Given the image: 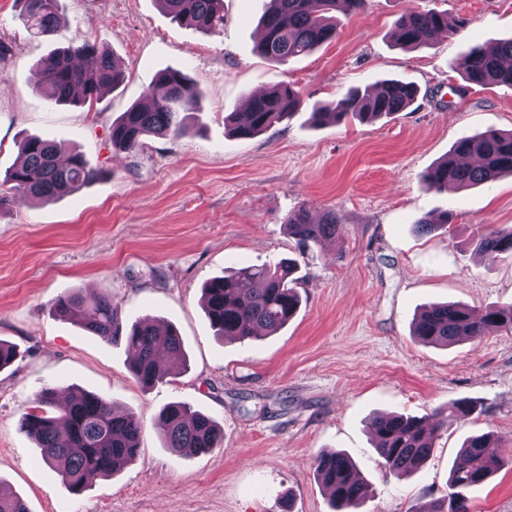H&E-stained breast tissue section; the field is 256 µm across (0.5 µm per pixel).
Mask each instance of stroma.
Returning a JSON list of instances; mask_svg holds the SVG:
<instances>
[{
	"mask_svg": "<svg viewBox=\"0 0 512 512\" xmlns=\"http://www.w3.org/2000/svg\"><path fill=\"white\" fill-rule=\"evenodd\" d=\"M59 3L62 23L36 36L17 0H0L9 49L0 60V177L27 135L83 153L99 175L47 204L15 196L0 215V340L19 352L0 370V485L30 512H332L314 466L327 450L347 453L368 481L360 512H408L444 498L463 441L491 430L505 465L470 492L472 510L512 512V333L448 347L411 334L429 303L479 314L512 302V259L483 258L471 244L485 225H512V177L457 193L421 184L461 138L512 130V89L466 83L456 69L470 46L512 37V0H366L363 12L339 16L335 41L284 63L254 51L265 0H224L217 33L178 25L158 0ZM431 7L466 27L419 49L397 45L399 15ZM79 35L107 48L124 81L90 107L48 101L38 64ZM166 68L203 93L194 133L114 151L113 120ZM385 79L416 85L415 103L372 123L312 122L314 108ZM284 83L303 101L289 121L248 139L225 132V116L247 95ZM302 205L316 220L336 212L335 241L299 251L286 219ZM443 214L448 231H415L418 219ZM288 257L302 276L288 325L256 341L217 339L205 282ZM72 291L110 295L127 321L176 328L187 369L142 389L123 346L52 312ZM46 384L135 412L138 457L71 494L19 430ZM460 399L475 412L437 433L422 469L401 480L385 469L367 432L372 416L425 417ZM175 401L212 416L222 448L172 455L158 414Z\"/></svg>",
	"mask_w": 512,
	"mask_h": 512,
	"instance_id": "35a3bbf8",
	"label": "stroma"
}]
</instances>
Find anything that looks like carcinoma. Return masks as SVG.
<instances>
[{"mask_svg":"<svg viewBox=\"0 0 512 512\" xmlns=\"http://www.w3.org/2000/svg\"><path fill=\"white\" fill-rule=\"evenodd\" d=\"M59 0H21V19L36 35L47 36L59 25ZM164 10L181 26L207 32L224 28L223 0H161ZM365 0H269L262 18L263 38L256 52L263 58L286 62L306 56L331 42L338 34L336 14L357 13ZM466 25L462 19L448 25V13L435 8L402 13L396 23L398 44L415 49L434 35L457 34ZM512 38L470 47L459 59L457 69L469 84L512 87ZM39 90L51 101L72 105L96 102L102 89L115 88L124 78L110 53L84 37L47 55L40 64ZM156 86L165 90L158 97L149 92L145 100L129 107L112 122V147L130 153L146 136L179 137L190 132L186 115L197 110L200 90L181 70L167 69L157 75ZM418 88L398 79L382 81L368 90L352 89L334 110L316 108L317 124L347 118L375 122L409 108ZM302 105L291 85L275 87L247 102V115L229 114L225 121L241 138L267 131L290 118ZM57 145L40 137L22 140L18 159L1 184L9 191L0 194V214L13 196L20 194L50 201L79 193L97 176V169L81 153L70 155L61 165ZM512 176V130L488 131L458 140L447 158L423 176L426 189L459 191L478 184ZM340 220L330 211L314 223L302 206L288 213L287 227L301 247L317 246L338 233ZM475 249L488 259L512 257V226L489 224L475 239ZM298 265L281 259L266 267L243 266L224 277H215L203 288V304L215 335L221 339L253 340L277 332L295 316L300 296L295 277ZM53 312L104 341L122 344L129 356L136 382L149 389L172 370L185 367L183 342L171 328L160 331L151 320L127 324L112 298L102 294L86 297L79 291L58 298ZM512 332V303L488 307L480 316L456 303H432L423 307L412 324V336L428 345L448 346L464 340L481 341L488 330ZM476 406L467 400L448 403L427 418L384 414L373 418L368 430L384 466L401 478L423 466L431 456L435 433L470 416ZM167 448L181 457L209 454L222 447L224 433L209 415L182 403H171L160 412ZM21 430L40 448L42 461L54 469L62 483L81 494L98 478L110 477L134 460L140 452L142 423L132 412L116 410L112 402L86 391L75 392L61 406L57 389L44 386L34 405L21 420ZM494 434L467 438L448 476V497L437 499L410 512H471L468 492L483 485L503 466L492 455ZM315 471L331 494L335 512H359L367 498L365 481L343 453L326 451L315 458ZM0 512H29L26 502L0 493Z\"/></svg>","mask_w":512,"mask_h":512,"instance_id":"obj_1","label":"carcinoma"}]
</instances>
